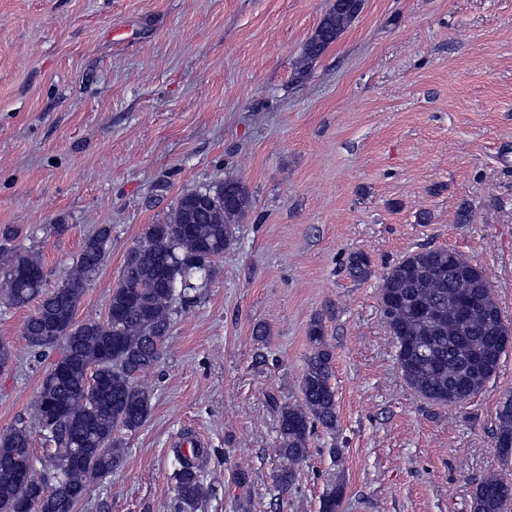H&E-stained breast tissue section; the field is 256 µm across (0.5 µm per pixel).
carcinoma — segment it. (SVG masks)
Segmentation results:
<instances>
[{"label":"carcinoma","mask_w":512,"mask_h":512,"mask_svg":"<svg viewBox=\"0 0 512 512\" xmlns=\"http://www.w3.org/2000/svg\"><path fill=\"white\" fill-rule=\"evenodd\" d=\"M363 0H332L307 40L295 75L304 79L309 64L335 43L358 16ZM247 189L239 179L215 181L178 198L169 218L149 224L131 248L119 281L111 289L106 318L76 321L86 288L105 266L112 225L87 234L58 287L44 290L40 252L18 243L60 236L67 224L0 228V292L23 307L38 300L25 325L35 354L57 345L67 348L63 376L50 369L43 377L29 424L0 433V512H74L90 485L122 464L125 448L116 433L134 432L147 420L152 393L141 378L152 372L169 338L177 305L197 301L216 273V261L236 241L245 213ZM350 273L364 280L371 260L364 252L348 259ZM468 300L466 310L461 300ZM379 308L394 339L395 356L406 383L435 405L464 402L495 376L503 354L502 337L512 332L491 292L485 270L446 248H421L405 255L381 276ZM312 353L296 403H274L279 454L291 464L309 454L315 427L336 429V391L331 382L332 351L322 319L308 328ZM50 434L57 451L44 460L53 475L46 485L35 477L30 453L34 431ZM494 439L503 458H512V399L497 411ZM205 448L175 449L172 473L177 512H197L208 497L200 462ZM343 486L323 496L321 512H339ZM512 481L492 474L474 494V512H506Z\"/></svg>","instance_id":"cac0c4a2"}]
</instances>
